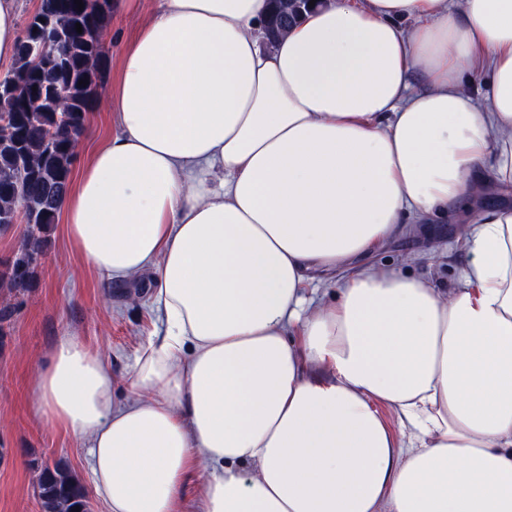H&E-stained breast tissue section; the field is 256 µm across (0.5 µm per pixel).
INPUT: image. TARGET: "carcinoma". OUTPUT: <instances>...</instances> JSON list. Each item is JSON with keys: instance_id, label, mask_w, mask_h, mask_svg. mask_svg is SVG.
<instances>
[{"instance_id": "carcinoma-1", "label": "carcinoma", "mask_w": 512, "mask_h": 512, "mask_svg": "<svg viewBox=\"0 0 512 512\" xmlns=\"http://www.w3.org/2000/svg\"><path fill=\"white\" fill-rule=\"evenodd\" d=\"M82 2L80 11L74 0H41L46 30L40 35V53L18 41L14 67L0 80L15 85L13 94L0 96V228L27 226L14 256L0 266V286L10 291L30 285L107 70L99 36L110 23L112 5ZM308 2L272 0L267 44L277 42ZM81 80L88 84H79ZM35 494L43 512H72L76 507L90 512L86 487L58 463L40 466Z\"/></svg>"}]
</instances>
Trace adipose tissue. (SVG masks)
I'll use <instances>...</instances> for the list:
<instances>
[{"label": "adipose tissue", "instance_id": "adipose-tissue-1", "mask_svg": "<svg viewBox=\"0 0 512 512\" xmlns=\"http://www.w3.org/2000/svg\"><path fill=\"white\" fill-rule=\"evenodd\" d=\"M269 13L163 0L130 40L62 210L88 266L151 271L160 326L121 403L60 338L34 408L108 512H179L200 461V512H512V206L452 291L367 261L512 186V0H324L267 48ZM349 260L311 307L308 270Z\"/></svg>", "mask_w": 512, "mask_h": 512}]
</instances>
